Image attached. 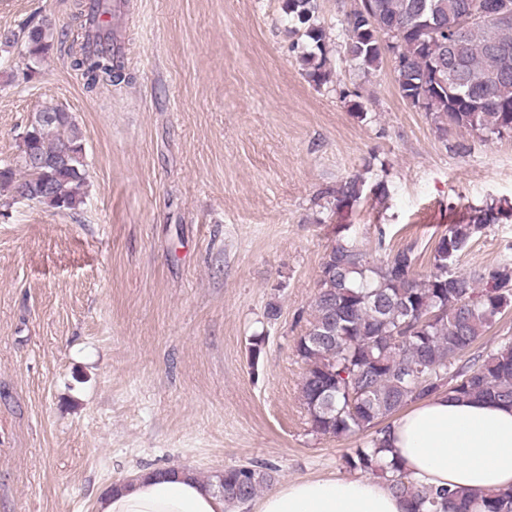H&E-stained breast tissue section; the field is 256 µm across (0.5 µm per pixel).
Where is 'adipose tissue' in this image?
Wrapping results in <instances>:
<instances>
[{
	"mask_svg": "<svg viewBox=\"0 0 512 512\" xmlns=\"http://www.w3.org/2000/svg\"><path fill=\"white\" fill-rule=\"evenodd\" d=\"M388 455L415 482L470 493L512 486V408L442 391L395 418ZM96 512H229L214 485L188 469H147L109 487ZM384 479L299 480L275 487L258 512H406Z\"/></svg>",
	"mask_w": 512,
	"mask_h": 512,
	"instance_id": "adipose-tissue-1",
	"label": "adipose tissue"
}]
</instances>
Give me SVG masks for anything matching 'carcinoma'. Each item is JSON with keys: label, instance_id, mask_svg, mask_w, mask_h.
I'll return each mask as SVG.
<instances>
[{"label": "carcinoma", "instance_id": "1", "mask_svg": "<svg viewBox=\"0 0 512 512\" xmlns=\"http://www.w3.org/2000/svg\"><path fill=\"white\" fill-rule=\"evenodd\" d=\"M283 10L304 40L307 77L327 82L317 0H283ZM89 12L90 4H80L59 32L49 22L29 21L20 34L5 30L0 47L20 46L33 74L58 33L87 91L118 84L126 79L122 53L91 49ZM345 32L347 54L364 69L393 55L401 97L430 112L440 135L485 141L512 135V0H357ZM440 62L454 76L450 86L433 76ZM37 114L42 119L21 139L16 162L0 166V186L14 197L26 190L41 205L75 214L85 204L88 167L81 132L59 106ZM365 186L359 175L346 178L336 188V208L359 201ZM502 214L496 203H486L470 208L466 221L448 225L423 277L415 271L412 245L377 258L338 236L322 257L309 327L295 341L306 365L300 399L311 430L336 438L370 433L346 464L386 477L393 493L408 501V512H512V487L459 494L407 481L399 464L384 457L381 438L386 420L444 389L512 407V342L470 354L512 310V263L476 278L457 269L481 226ZM273 481L271 467H229L218 475L217 488L231 503L246 502Z\"/></svg>", "mask_w": 512, "mask_h": 512}]
</instances>
